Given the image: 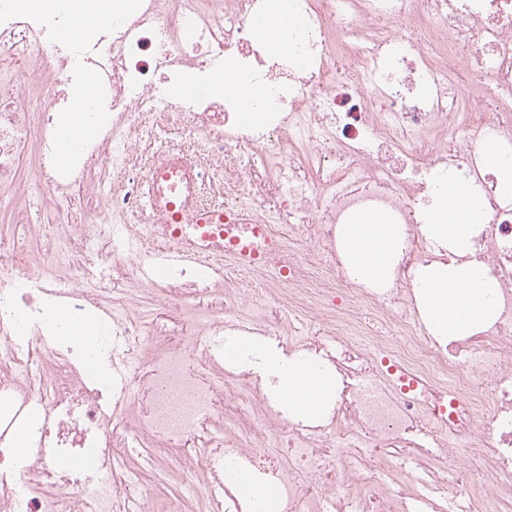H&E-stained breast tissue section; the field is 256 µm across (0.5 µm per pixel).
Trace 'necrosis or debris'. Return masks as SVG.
Here are the masks:
<instances>
[{
	"instance_id": "necrosis-or-debris-1",
	"label": "necrosis or debris",
	"mask_w": 512,
	"mask_h": 512,
	"mask_svg": "<svg viewBox=\"0 0 512 512\" xmlns=\"http://www.w3.org/2000/svg\"><path fill=\"white\" fill-rule=\"evenodd\" d=\"M270 2L112 0L104 27L73 38L64 14L0 0V57L40 56L49 99L33 108L25 79L0 70V207L32 151L58 209L42 248L0 234V512H141L150 485L123 455L146 447L148 468L173 448L195 458L202 512H244L220 489L231 470L272 485L279 512H443L481 495L512 506V194L482 153L490 139L512 160V0H288L301 24L275 50L257 27ZM228 54L261 93L260 122L236 94L173 93L209 83ZM72 121L91 136L63 161L56 138ZM172 125L180 140L151 150ZM451 176L483 198L473 255L498 288L494 318L445 341L415 293L419 266L454 258L422 229ZM147 182L162 200L246 217L173 227L145 211ZM92 193L101 203L84 209ZM361 212L402 231L383 288L354 281L343 258ZM205 232L223 254L147 275ZM135 293L161 298L151 323ZM92 310L106 333L72 339ZM252 335L331 373L330 409L285 418L250 366L225 368L205 342ZM89 448L95 471L58 467Z\"/></svg>"
}]
</instances>
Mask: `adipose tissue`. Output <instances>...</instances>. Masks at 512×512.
Segmentation results:
<instances>
[{
    "label": "adipose tissue",
    "mask_w": 512,
    "mask_h": 512,
    "mask_svg": "<svg viewBox=\"0 0 512 512\" xmlns=\"http://www.w3.org/2000/svg\"><path fill=\"white\" fill-rule=\"evenodd\" d=\"M483 216L479 196L453 181L431 202L425 231L456 256L455 261L423 266L416 273L428 323L435 335H472L495 312L492 299L496 284L488 277L484 264L468 257ZM400 238L398 225L383 223L373 214L357 216L344 232L351 276L370 287L390 281ZM255 354L274 395L287 403L295 418L314 417L328 406L335 391L329 375L306 361L288 359L263 348L256 349Z\"/></svg>",
    "instance_id": "1"
}]
</instances>
